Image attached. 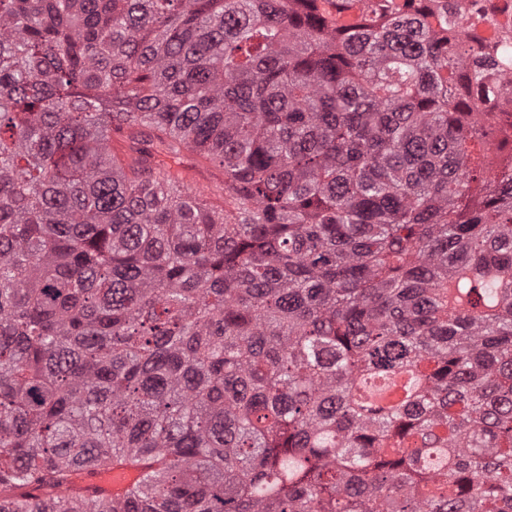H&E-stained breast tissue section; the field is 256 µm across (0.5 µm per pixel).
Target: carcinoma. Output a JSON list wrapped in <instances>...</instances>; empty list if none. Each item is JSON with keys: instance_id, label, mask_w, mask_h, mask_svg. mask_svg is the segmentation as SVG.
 <instances>
[{"instance_id": "carcinoma-1", "label": "carcinoma", "mask_w": 512, "mask_h": 512, "mask_svg": "<svg viewBox=\"0 0 512 512\" xmlns=\"http://www.w3.org/2000/svg\"><path fill=\"white\" fill-rule=\"evenodd\" d=\"M456 11L0 0V512H512V159L479 106L512 5ZM82 466L142 474L97 498ZM181 184L204 193V199L214 207L224 205V170L219 165L198 164L192 153L183 152V164L174 166ZM413 381L414 377L411 372H402L389 382L371 381L365 396L382 403H396L406 395L407 390L412 387Z\"/></svg>"}]
</instances>
